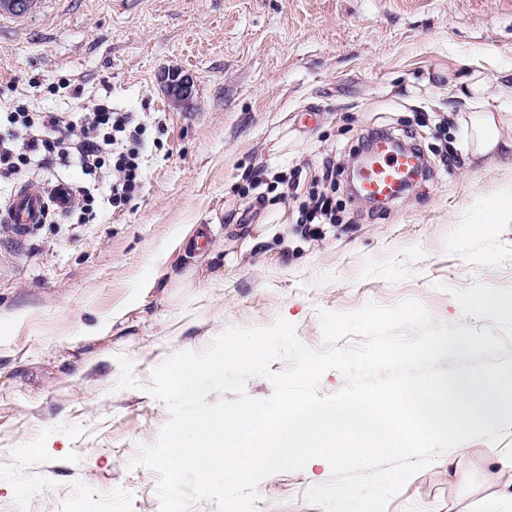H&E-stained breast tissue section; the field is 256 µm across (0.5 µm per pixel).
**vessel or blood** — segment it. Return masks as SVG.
Instances as JSON below:
<instances>
[{"label": "vessel or blood", "mask_w": 512, "mask_h": 512, "mask_svg": "<svg viewBox=\"0 0 512 512\" xmlns=\"http://www.w3.org/2000/svg\"><path fill=\"white\" fill-rule=\"evenodd\" d=\"M372 149V161L360 173V193L375 202L392 201L401 194L408 177L419 172L422 158L412 150L395 148L385 136L377 137ZM74 202V193L62 186L44 194L22 185L9 200L0 221L8 225L13 235L23 237L36 225L45 223L49 210L62 212Z\"/></svg>", "instance_id": "1"}]
</instances>
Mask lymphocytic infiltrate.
Listing matches in <instances>:
<instances>
[{
	"label": "lymphocytic infiltrate",
	"mask_w": 512,
	"mask_h": 512,
	"mask_svg": "<svg viewBox=\"0 0 512 512\" xmlns=\"http://www.w3.org/2000/svg\"><path fill=\"white\" fill-rule=\"evenodd\" d=\"M146 130L135 113L114 111L105 101L89 112L7 113L0 125V183L35 168L77 169L83 177L78 221L90 223L100 187L117 211L140 194Z\"/></svg>",
	"instance_id": "f902f5d3"
}]
</instances>
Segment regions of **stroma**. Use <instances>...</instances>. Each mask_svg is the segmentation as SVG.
Instances as JSON below:
<instances>
[{
	"label": "stroma",
	"mask_w": 512,
	"mask_h": 512,
	"mask_svg": "<svg viewBox=\"0 0 512 512\" xmlns=\"http://www.w3.org/2000/svg\"><path fill=\"white\" fill-rule=\"evenodd\" d=\"M172 71L193 79L189 101L168 96ZM477 71L498 106L512 0H36L0 14V108L106 99L166 128L125 211L58 213L23 238L0 227V512H71L87 492L103 512H160L157 473L132 465L169 419L152 372L231 326L281 317L320 350L318 309L414 300L505 341L439 369L512 360V319L473 301L512 296V219L470 231L512 193V153L476 168L450 117ZM375 133L421 145L425 176L382 207L341 176L338 223L306 237L299 200ZM255 172L285 176L282 200L236 192ZM122 356L137 388H115ZM496 449L512 431L438 453L387 512H512V472L487 466ZM330 476L323 460L272 475L256 512H323L305 493Z\"/></svg>",
	"instance_id": "1"
}]
</instances>
